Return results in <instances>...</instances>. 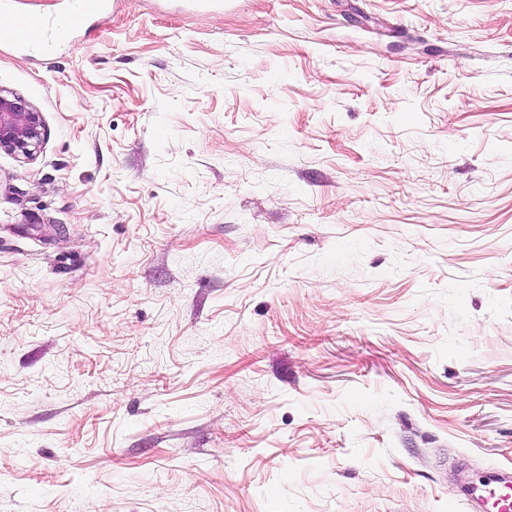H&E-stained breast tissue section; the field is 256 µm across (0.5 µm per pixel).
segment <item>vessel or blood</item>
Masks as SVG:
<instances>
[{"label": "vessel or blood", "mask_w": 512, "mask_h": 512, "mask_svg": "<svg viewBox=\"0 0 512 512\" xmlns=\"http://www.w3.org/2000/svg\"><path fill=\"white\" fill-rule=\"evenodd\" d=\"M105 15V0H80L77 8L59 20H50L39 14H15L8 25L0 27V44L20 52L32 51L43 40L54 45L64 44L88 20L94 17L101 19ZM480 496L487 512H512L511 481L484 484Z\"/></svg>", "instance_id": "obj_1"}]
</instances>
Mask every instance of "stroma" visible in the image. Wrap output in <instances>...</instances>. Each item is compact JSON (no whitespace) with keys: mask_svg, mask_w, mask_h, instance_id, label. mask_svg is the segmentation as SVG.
Here are the masks:
<instances>
[{"mask_svg":"<svg viewBox=\"0 0 512 512\" xmlns=\"http://www.w3.org/2000/svg\"><path fill=\"white\" fill-rule=\"evenodd\" d=\"M0 88V512L512 472V0H112ZM44 126L41 112L0 89V151L20 159L32 158L43 141Z\"/></svg>","mask_w":512,"mask_h":512,"instance_id":"35a3bbf8","label":"stroma"}]
</instances>
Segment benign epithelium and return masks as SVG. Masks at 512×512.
<instances>
[{
	"label": "benign epithelium",
	"mask_w": 512,
	"mask_h": 512,
	"mask_svg": "<svg viewBox=\"0 0 512 512\" xmlns=\"http://www.w3.org/2000/svg\"><path fill=\"white\" fill-rule=\"evenodd\" d=\"M44 132L42 113L0 89V151L30 159L40 148Z\"/></svg>",
	"instance_id": "benign-epithelium-1"
}]
</instances>
